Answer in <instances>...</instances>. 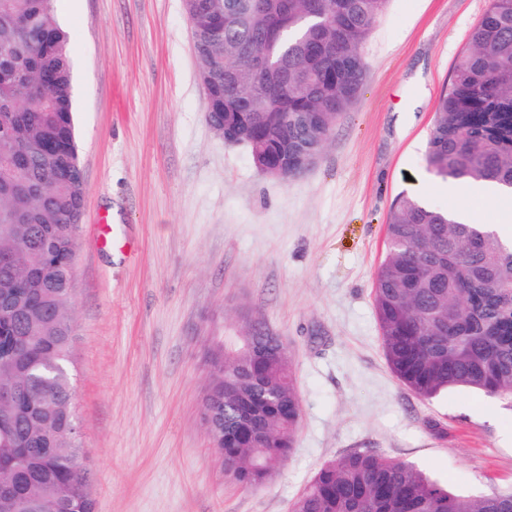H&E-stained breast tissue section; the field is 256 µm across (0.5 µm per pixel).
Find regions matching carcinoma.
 Returning <instances> with one entry per match:
<instances>
[{"instance_id":"1","label":"carcinoma","mask_w":512,"mask_h":512,"mask_svg":"<svg viewBox=\"0 0 512 512\" xmlns=\"http://www.w3.org/2000/svg\"><path fill=\"white\" fill-rule=\"evenodd\" d=\"M57 0H0V512H94L72 384L71 303L84 176L69 36ZM206 19L213 0H186ZM388 0H224L196 43L206 119L293 174L356 102L361 44ZM442 180L512 189V0H490L440 93L425 152ZM374 286L393 374L428 400L481 390L512 407V239L401 195ZM201 412L233 480L256 489L293 452L301 402L289 363L240 346L209 358ZM290 512H512V491L457 494L412 465L357 450L323 465Z\"/></svg>"}]
</instances>
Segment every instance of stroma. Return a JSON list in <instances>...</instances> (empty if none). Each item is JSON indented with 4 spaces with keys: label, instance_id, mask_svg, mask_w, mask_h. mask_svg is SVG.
I'll return each mask as SVG.
<instances>
[{
    "label": "stroma",
    "instance_id": "35a3bbf8",
    "mask_svg": "<svg viewBox=\"0 0 512 512\" xmlns=\"http://www.w3.org/2000/svg\"><path fill=\"white\" fill-rule=\"evenodd\" d=\"M490 0H389L366 78L309 170L264 175L206 120L183 0H77L70 37L85 194L73 386L95 512H289L327 462L371 448L466 495L512 488V410L418 398L389 369L373 288L401 194L453 209L424 163L436 99ZM124 247L97 241L101 221ZM264 323L302 417L264 486L224 474L200 418L207 356Z\"/></svg>",
    "mask_w": 512,
    "mask_h": 512
}]
</instances>
